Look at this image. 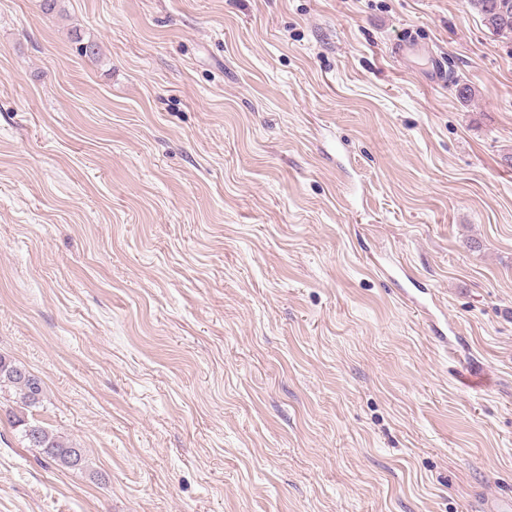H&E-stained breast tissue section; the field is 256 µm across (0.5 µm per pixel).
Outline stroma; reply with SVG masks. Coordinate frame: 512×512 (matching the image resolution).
<instances>
[{"mask_svg":"<svg viewBox=\"0 0 512 512\" xmlns=\"http://www.w3.org/2000/svg\"><path fill=\"white\" fill-rule=\"evenodd\" d=\"M39 4L0 0V354L88 467L0 393V512L512 496V43L467 0ZM13 390L19 409L9 415L14 427H21L22 441L26 447L37 448L45 465H56L68 469L86 467L84 448H78L68 439L39 424L29 422L26 413L41 404L44 397V383L24 365L0 355V392ZM24 410V411H23Z\"/></svg>","mask_w":512,"mask_h":512,"instance_id":"35a3bbf8","label":"stroma"}]
</instances>
